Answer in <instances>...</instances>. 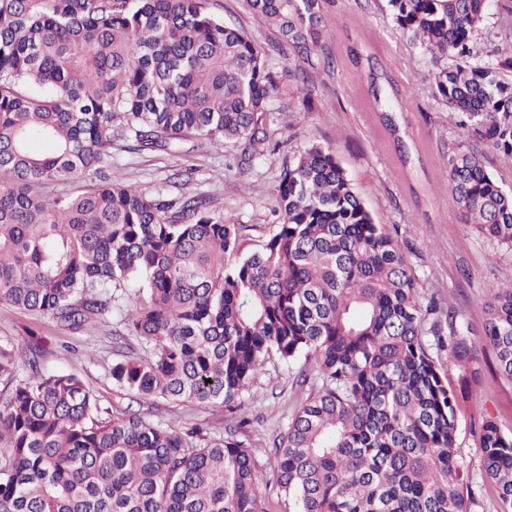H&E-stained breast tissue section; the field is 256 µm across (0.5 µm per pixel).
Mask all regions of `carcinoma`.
<instances>
[{
	"label": "carcinoma",
	"instance_id": "cac0c4a2",
	"mask_svg": "<svg viewBox=\"0 0 512 512\" xmlns=\"http://www.w3.org/2000/svg\"><path fill=\"white\" fill-rule=\"evenodd\" d=\"M271 50L204 0H0V301L92 332L117 311L108 376L126 396L220 404L224 435L113 412L73 374L44 367L34 334L0 343V512H470L441 353L472 367L459 308L421 300L398 242L374 223L332 151L313 144L279 174L278 229L249 252L203 195L148 196L112 170V142L263 141L281 75L323 51L324 0H249ZM489 0H388L432 58L470 54ZM372 111L405 164L396 114L410 90L367 56ZM462 132L512 156V83L492 63L434 76ZM80 174L88 183L54 194ZM466 224L512 246V190L473 150L448 159ZM234 255L237 260H226ZM484 342L512 382V282L489 288ZM144 345L134 355L131 340ZM316 363L258 471L238 400L271 355ZM499 512H512V430L478 426Z\"/></svg>",
	"mask_w": 512,
	"mask_h": 512
}]
</instances>
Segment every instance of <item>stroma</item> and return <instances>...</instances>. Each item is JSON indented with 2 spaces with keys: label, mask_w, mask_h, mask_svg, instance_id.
I'll return each instance as SVG.
<instances>
[{
  "label": "stroma",
  "mask_w": 512,
  "mask_h": 512,
  "mask_svg": "<svg viewBox=\"0 0 512 512\" xmlns=\"http://www.w3.org/2000/svg\"><path fill=\"white\" fill-rule=\"evenodd\" d=\"M206 10L225 25L247 32L267 45L273 29L248 6L246 0H206ZM327 34L324 52L315 56L302 83L285 78L270 103L267 139L255 151L243 143L225 142L215 148L202 140L183 141L172 153L129 151L112 145L115 170L147 194L171 192L170 177L189 171L188 191L209 197L217 215L243 225L248 248H256L277 230L273 210L278 176L283 165L306 147L329 148L347 178L360 194L374 223L400 243L422 296L451 294L474 332H481L489 288L512 280V249L478 234L463 224L448 191V158L464 143L457 112L435 95L433 76L438 69L412 33L399 27L387 0H326ZM512 31V14L499 0H490L482 25L472 42L476 62L501 61L499 49L505 33ZM374 55L386 64L412 95L403 102L401 122L417 152L413 163L401 167L392 140L369 109L363 79L367 65L353 66L348 48ZM336 63L328 67L325 56ZM118 321L109 314L97 334L74 333L49 318H38L0 302V342L23 343L29 334L41 336L49 350L46 368L76 374L111 410L125 409L127 396L112 387L107 370L114 357L110 332ZM490 348L478 347L474 365L480 370L481 402L505 430H512V383L496 375ZM305 358L285 363L267 359L261 374L243 395L250 419L248 438L262 474L270 464L264 449L268 440L283 432L293 411L303 401L292 380L302 369L314 370ZM140 411L172 427L186 424L218 425L221 405L143 401ZM479 415L471 404L459 414L456 446L472 476L471 512H497L494 493L484 479L482 453L476 436Z\"/></svg>",
  "instance_id": "stroma-1"
}]
</instances>
